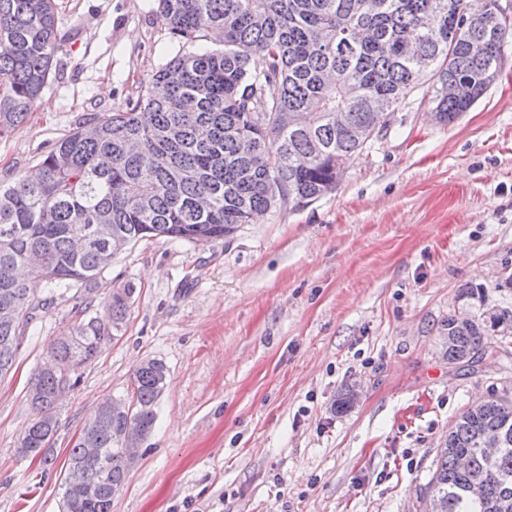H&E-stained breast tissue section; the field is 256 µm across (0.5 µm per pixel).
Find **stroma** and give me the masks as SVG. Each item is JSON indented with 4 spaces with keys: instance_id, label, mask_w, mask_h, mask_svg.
<instances>
[{
    "instance_id": "stroma-1",
    "label": "stroma",
    "mask_w": 512,
    "mask_h": 512,
    "mask_svg": "<svg viewBox=\"0 0 512 512\" xmlns=\"http://www.w3.org/2000/svg\"><path fill=\"white\" fill-rule=\"evenodd\" d=\"M60 72L0 136L14 183L65 134L124 106L177 45L154 0H56ZM421 85L334 192L257 216L204 245H129L95 281L29 325L0 378V512H64L68 452L142 361L168 369L152 432L112 512H419L457 417L512 383V343L476 369L448 363L443 320L461 285L512 307V41L501 77L455 122ZM136 292L115 338L78 368L56 408L55 462L20 457L28 394L58 336ZM358 386L347 412L339 393Z\"/></svg>"
}]
</instances>
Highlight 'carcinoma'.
Returning <instances> with one entry per match:
<instances>
[{
  "label": "carcinoma",
  "mask_w": 512,
  "mask_h": 512,
  "mask_svg": "<svg viewBox=\"0 0 512 512\" xmlns=\"http://www.w3.org/2000/svg\"><path fill=\"white\" fill-rule=\"evenodd\" d=\"M155 13L178 45L136 97L121 109L61 138L29 173L0 185V376L13 367L25 329L8 317L25 302L43 310L79 285L94 291L107 243L86 237L110 224L132 242L222 238L254 214L308 205L336 189L350 157L363 150L358 131L375 127L421 84L445 124L483 96L503 69L512 16L470 21L485 0H156ZM63 36L55 0H0V134L23 122L59 72ZM207 44L217 49L205 48ZM254 56L263 67L254 69ZM454 80L463 98L439 94ZM33 251L44 270L18 275ZM135 288L106 301L112 327L94 318L71 325L51 353L60 371H40V398L17 448L46 464L58 421L55 397L72 374L120 329ZM459 298L482 303L485 287ZM450 363L494 356L493 336L512 335V309L448 315ZM150 359L132 373L135 413L114 418L95 409L91 445L106 464L84 466L77 439L67 464L84 469L80 484L62 482L65 512H112V484L125 480L123 431L150 433L167 380ZM504 430L507 444L489 461L484 433ZM98 494L90 495L85 486ZM479 486L483 497L469 496ZM425 512H512V391L465 410L448 430L423 493Z\"/></svg>",
  "instance_id": "cac0c4a2"
}]
</instances>
